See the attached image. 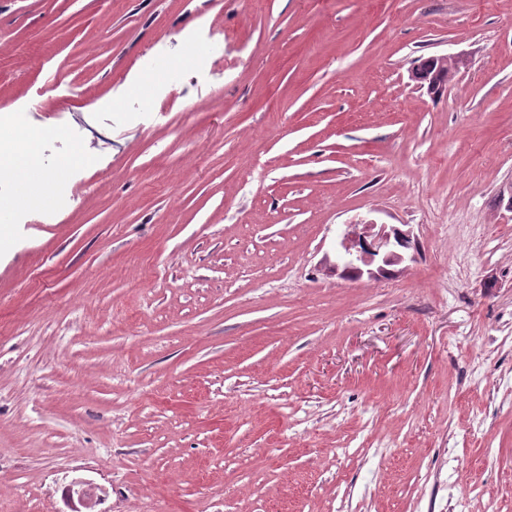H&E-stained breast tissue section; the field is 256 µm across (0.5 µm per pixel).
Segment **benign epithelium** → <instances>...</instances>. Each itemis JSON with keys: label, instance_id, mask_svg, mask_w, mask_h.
Instances as JSON below:
<instances>
[{"label": "benign epithelium", "instance_id": "7a95c632", "mask_svg": "<svg viewBox=\"0 0 512 512\" xmlns=\"http://www.w3.org/2000/svg\"><path fill=\"white\" fill-rule=\"evenodd\" d=\"M410 239V232L397 227L388 230L384 224H347L340 231L335 259L326 256L322 264L339 277L343 275L342 269L347 268L356 279H379L386 274L387 266L405 270L406 261L415 260V255L399 248V244Z\"/></svg>", "mask_w": 512, "mask_h": 512}]
</instances>
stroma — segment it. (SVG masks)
Wrapping results in <instances>:
<instances>
[{
  "instance_id": "obj_1",
  "label": "stroma",
  "mask_w": 512,
  "mask_h": 512,
  "mask_svg": "<svg viewBox=\"0 0 512 512\" xmlns=\"http://www.w3.org/2000/svg\"><path fill=\"white\" fill-rule=\"evenodd\" d=\"M11 113L0 512H512V0H0ZM432 58L437 62H445L456 66L457 63H462V57L459 55L449 56L448 54H444L433 56ZM437 62H434L431 60V58H429L420 62L417 67L418 75L421 76L420 78L424 80V85H429L431 83V87L434 92H440L443 87L446 88L448 83L455 78L458 71L457 68L456 72L452 73V77L448 78V74L451 71L448 69V67H440ZM362 226L360 229L359 227ZM378 228V229H377ZM385 224H346L340 231L336 246L335 260L326 255L322 264L331 274L342 278L343 268L351 270L354 279H379L387 272V266H401L407 260L414 261L415 254L408 255L399 248V243L412 240L409 231L392 227L386 230ZM364 249L359 247V243Z\"/></svg>"
}]
</instances>
